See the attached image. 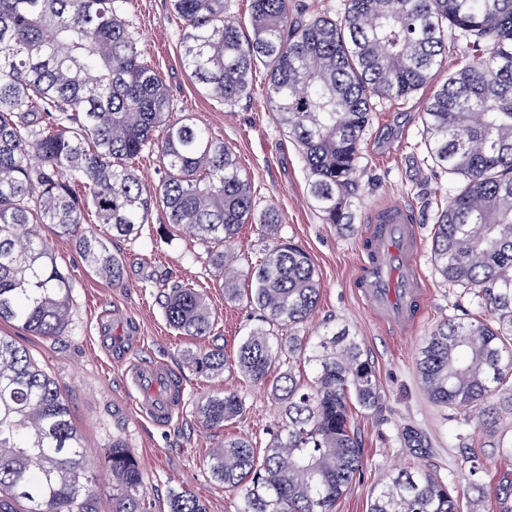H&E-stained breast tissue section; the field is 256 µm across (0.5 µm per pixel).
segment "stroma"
Instances as JSON below:
<instances>
[{"instance_id": "35a3bbf8", "label": "stroma", "mask_w": 512, "mask_h": 512, "mask_svg": "<svg viewBox=\"0 0 512 512\" xmlns=\"http://www.w3.org/2000/svg\"><path fill=\"white\" fill-rule=\"evenodd\" d=\"M122 18L138 34V47L150 56L165 81L175 116L188 115L224 141L247 173L260 206L275 204L282 216L280 235L300 245L311 257L320 281L314 316L297 328V336L315 339L325 325L345 326L360 336L381 385L378 409L354 413V428L363 448L364 474L336 503L335 512H369L377 485L385 474L422 469L447 477L459 495L480 494L484 512H512V466L505 464L496 443L512 430V401L493 393L500 420L489 430L468 421L467 410L448 413L431 405L417 375L419 349L430 330L456 315L459 289L439 273L432 252L434 214L446 204L459 179L448 176L428 156L422 114L433 93L455 68L448 56L426 86L402 108L386 105L373 116L365 137L360 188L351 200L353 230L325 223L308 191V173L294 141L280 126L267 102L264 67L253 74L247 98L221 106L190 77L181 58L180 31L170 0H121ZM403 203L420 230L418 272L424 290L423 313L413 326L396 330L370 310L356 283L365 260L364 242L374 213ZM84 228L104 240L124 264V279L108 283L91 274L74 243L48 235L58 264L71 280L69 321L61 335L34 336L20 325L0 323V334L26 347L56 381L67 399L73 421L82 433L91 462L98 467L95 494L99 512H113L112 477L105 464L113 441H122L138 459L152 512H167L172 490L190 489L207 512H235L234 492L214 482L207 470L213 448L225 438L244 437L255 448H267L282 422L271 384H255L237 370L238 347L250 330L261 325L246 299L225 298L207 263L206 248L188 230L169 226L162 208H154L138 236H112L86 209ZM260 225H242L233 244L240 287L246 274L271 248ZM201 292L214 319L209 339L177 334L167 323L162 301L174 283ZM224 350V369L201 375L187 364L189 354L206 347ZM166 363L182 384L180 404L171 422L157 426L135 404L133 365ZM237 392L243 414L220 429L206 428L197 402L206 394ZM416 430L425 446L408 441ZM470 434L468 451L482 461L478 488H471L460 470L457 433Z\"/></svg>"}]
</instances>
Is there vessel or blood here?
I'll return each mask as SVG.
<instances>
[{"mask_svg": "<svg viewBox=\"0 0 512 512\" xmlns=\"http://www.w3.org/2000/svg\"><path fill=\"white\" fill-rule=\"evenodd\" d=\"M368 242L360 288L384 321L397 327L415 322L421 296L417 269L419 230L406 207L397 202L378 211ZM132 376L136 385L143 388L138 400L142 415L155 424H166L181 393L175 375L164 366L153 365L133 369Z\"/></svg>", "mask_w": 512, "mask_h": 512, "instance_id": "obj_1", "label": "vessel or blood"}]
</instances>
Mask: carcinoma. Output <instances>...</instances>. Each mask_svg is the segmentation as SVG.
<instances>
[{
  "instance_id": "obj_1",
  "label": "carcinoma",
  "mask_w": 512,
  "mask_h": 512,
  "mask_svg": "<svg viewBox=\"0 0 512 512\" xmlns=\"http://www.w3.org/2000/svg\"><path fill=\"white\" fill-rule=\"evenodd\" d=\"M170 2L183 64L213 100L248 97L257 65L268 69L270 108L299 148L310 195L326 223L348 230L373 112L404 104L448 48L457 50L459 67L423 113L429 157L462 181L435 213L432 250L444 279L463 287L484 318L437 324L416 366L433 405L469 407L495 427L488 396L499 388L512 399V0H343L334 16L303 0H251L248 34L226 17V0ZM170 112L168 88L118 0H0V322L57 336L68 321L70 281L43 228L74 239L93 274L118 282L122 261L82 230L84 209L93 207L112 235L130 237L156 205L205 245L225 297H246L272 326L294 329L312 318L315 266L279 239V210H257L251 181L224 142ZM153 152L167 175L151 191L131 162ZM75 180L86 196L73 191ZM249 222L277 243L247 274L243 294L230 246ZM163 309L180 334L210 335L211 312L196 289L173 286ZM282 347L273 331L254 328L236 366L263 383ZM288 353L302 355L314 376L303 383L288 371L277 380L284 419L264 455L246 439L226 438L208 456L214 481L236 492V512H334L362 469L352 415L376 408L381 393L358 337L327 326L310 344L288 337ZM188 364L217 374L224 351L201 349ZM198 410L217 429L244 403L234 392L206 395ZM106 465L116 512H150L131 450L112 442ZM461 466L478 487L480 459ZM96 480L56 382L25 347L0 336V512H18L15 503L24 512H98ZM480 503L436 474L401 471L381 479L369 512H480ZM168 508L207 512L185 488L170 493Z\"/></svg>"
}]
</instances>
